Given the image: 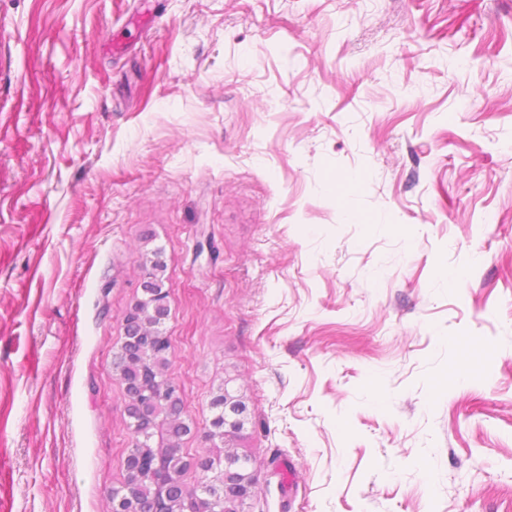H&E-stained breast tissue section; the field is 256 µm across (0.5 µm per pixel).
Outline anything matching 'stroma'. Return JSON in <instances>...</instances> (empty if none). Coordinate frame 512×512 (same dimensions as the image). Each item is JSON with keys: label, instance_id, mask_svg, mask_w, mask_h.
I'll return each mask as SVG.
<instances>
[{"label": "stroma", "instance_id": "1", "mask_svg": "<svg viewBox=\"0 0 512 512\" xmlns=\"http://www.w3.org/2000/svg\"><path fill=\"white\" fill-rule=\"evenodd\" d=\"M158 249L245 512H512V0H0V512H109Z\"/></svg>", "mask_w": 512, "mask_h": 512}]
</instances>
